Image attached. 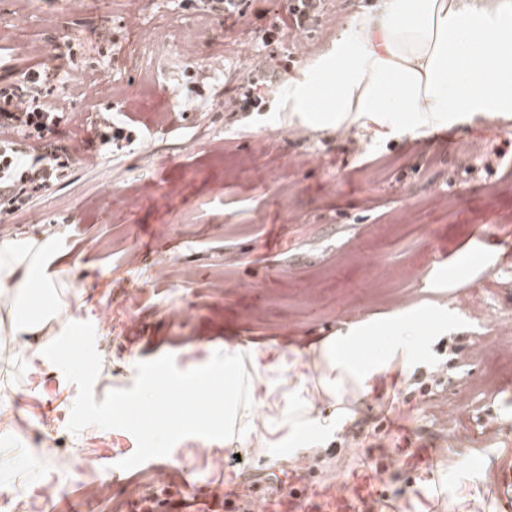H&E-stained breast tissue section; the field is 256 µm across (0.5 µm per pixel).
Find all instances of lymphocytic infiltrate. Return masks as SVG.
Here are the masks:
<instances>
[{
    "label": "lymphocytic infiltrate",
    "instance_id": "1",
    "mask_svg": "<svg viewBox=\"0 0 512 512\" xmlns=\"http://www.w3.org/2000/svg\"><path fill=\"white\" fill-rule=\"evenodd\" d=\"M57 59V54H50L40 69L20 70L0 82V200L17 207L31 206L41 192L65 181L72 161L92 164L93 145L119 148L140 136L125 123L104 117L95 138L77 136L68 144L47 141V134L60 127L82 125L79 113L52 92ZM25 139L34 140L32 149L22 147Z\"/></svg>",
    "mask_w": 512,
    "mask_h": 512
}]
</instances>
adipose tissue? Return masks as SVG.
I'll return each instance as SVG.
<instances>
[{
	"label": "adipose tissue",
	"mask_w": 512,
	"mask_h": 512,
	"mask_svg": "<svg viewBox=\"0 0 512 512\" xmlns=\"http://www.w3.org/2000/svg\"><path fill=\"white\" fill-rule=\"evenodd\" d=\"M320 82L288 80L292 112L403 119L426 127L467 113L512 120V0H381L323 54ZM69 254L46 246H0V290L13 294L14 332L31 335L69 310L56 293V268Z\"/></svg>",
	"instance_id": "adipose-tissue-1"
}]
</instances>
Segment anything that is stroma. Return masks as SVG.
<instances>
[{"label": "stroma", "mask_w": 512, "mask_h": 512, "mask_svg": "<svg viewBox=\"0 0 512 512\" xmlns=\"http://www.w3.org/2000/svg\"><path fill=\"white\" fill-rule=\"evenodd\" d=\"M378 0H324L309 54L283 64L288 36L262 46L289 0H250L224 21L180 0H138L145 26L171 22L172 39L198 51L138 67L128 57L127 0H0V24H18L31 51L14 56L0 36V76L38 65L83 40L86 66H108L123 94L148 100L137 118L173 112L95 168L72 163L35 213L0 210L16 239L69 252L58 279L76 284L79 307L37 336L0 332V483L17 512H213L208 488L249 492L255 512H279V489L311 469L308 496L327 512L331 487L379 489L400 512H512L493 490L512 473V372L501 379L473 347L512 362V335H497L455 306L494 265L501 286L490 312L512 317V124L479 117L416 131L382 132L367 117L350 127L332 112L288 109V79L313 67L338 33ZM266 48L281 65L257 87L260 108L192 109L198 88L232 96L248 64L234 43ZM107 55H99V47ZM456 269L434 273L438 252ZM383 265L396 281L379 275ZM163 268L181 282L167 288ZM91 322L102 360L96 401L131 388L138 362L170 354L177 367L206 364L246 342L255 380L249 425L234 454L226 441L188 437L169 456L123 470L136 449L123 430L67 425L77 388L48 359L33 358L71 322ZM382 365L364 379L353 364ZM444 384L425 386L432 366ZM474 401L470 434L441 418L449 399ZM59 427L58 465L44 466L35 438Z\"/></svg>", "instance_id": "35a3bbf8"}]
</instances>
